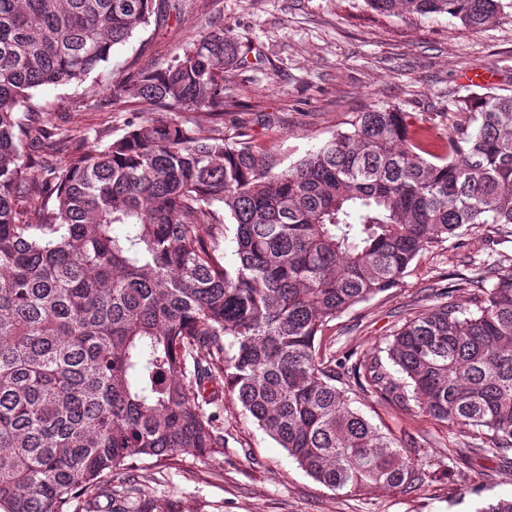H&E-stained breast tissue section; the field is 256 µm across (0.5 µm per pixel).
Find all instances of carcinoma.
<instances>
[{"label": "carcinoma", "mask_w": 512, "mask_h": 512, "mask_svg": "<svg viewBox=\"0 0 512 512\" xmlns=\"http://www.w3.org/2000/svg\"><path fill=\"white\" fill-rule=\"evenodd\" d=\"M366 3L472 29L512 10ZM166 7L0 0V512H177L132 463L224 455L210 387L346 494L430 477L420 437L382 432L357 394L455 428L475 453L512 450V256L459 277L468 305L441 300L353 362L320 340L439 243L488 224L489 243L512 237V95L458 100L439 143L395 108L361 112L278 170L248 126H224V72L249 48L217 27L132 77L137 108L105 146L40 130L45 154L70 153L28 182L33 118L16 106L83 80Z\"/></svg>", "instance_id": "1"}]
</instances>
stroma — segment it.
Wrapping results in <instances>:
<instances>
[{"mask_svg": "<svg viewBox=\"0 0 512 512\" xmlns=\"http://www.w3.org/2000/svg\"><path fill=\"white\" fill-rule=\"evenodd\" d=\"M252 48L251 65L225 75L238 111L225 123L245 122L260 149L280 168L315 150L357 113L397 107L408 120L430 126L445 139L457 115L455 101L474 92L464 70L498 75L492 88L512 94V11L479 30L441 16L380 14L365 0H180L117 46L109 63L83 81L34 90L18 113L106 144L124 132L132 110L126 86L140 70L167 65L190 40L214 26ZM488 229L465 235L416 259L389 290L341 313L327 337L337 356L362 357L383 344L394 326L434 304V296L469 260L488 257ZM224 454L214 460L183 455L145 459L138 474L149 477L159 502L179 512H475L512 496V451L475 455L459 431L426 417L363 396L361 411L382 431L423 438L428 479L413 491L378 488L367 494L330 490L306 474L284 448L258 428L230 395H220Z\"/></svg>", "mask_w": 512, "mask_h": 512, "instance_id": "stroma-1", "label": "stroma"}]
</instances>
